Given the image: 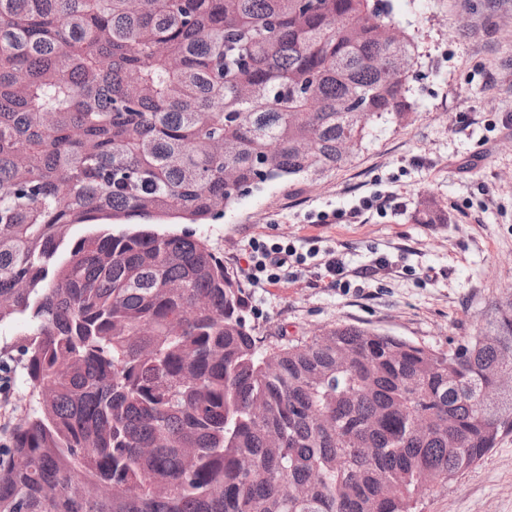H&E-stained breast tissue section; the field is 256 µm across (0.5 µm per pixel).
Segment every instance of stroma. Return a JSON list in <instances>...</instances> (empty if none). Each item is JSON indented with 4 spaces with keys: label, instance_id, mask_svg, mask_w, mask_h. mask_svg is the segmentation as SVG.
I'll use <instances>...</instances> for the list:
<instances>
[{
    "label": "stroma",
    "instance_id": "35a3bbf8",
    "mask_svg": "<svg viewBox=\"0 0 512 512\" xmlns=\"http://www.w3.org/2000/svg\"><path fill=\"white\" fill-rule=\"evenodd\" d=\"M388 3L415 45L409 124L339 170L269 182L192 227L232 273L256 239L303 257L288 280L247 290L265 344L342 321L447 351L512 284V0ZM425 195L447 223L411 220ZM332 256L337 285L325 275ZM415 512H512V432Z\"/></svg>",
    "mask_w": 512,
    "mask_h": 512
}]
</instances>
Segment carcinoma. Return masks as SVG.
I'll use <instances>...</instances> for the list:
<instances>
[{"label":"carcinoma","mask_w":512,"mask_h":512,"mask_svg":"<svg viewBox=\"0 0 512 512\" xmlns=\"http://www.w3.org/2000/svg\"><path fill=\"white\" fill-rule=\"evenodd\" d=\"M383 2L0 0V322L37 404L0 512H414L512 432L482 399L512 287L448 352L342 321L264 349L224 256L155 229L405 126ZM29 329V321L21 316L0 323V348L2 347V351L3 347L13 345Z\"/></svg>","instance_id":"cac0c4a2"}]
</instances>
